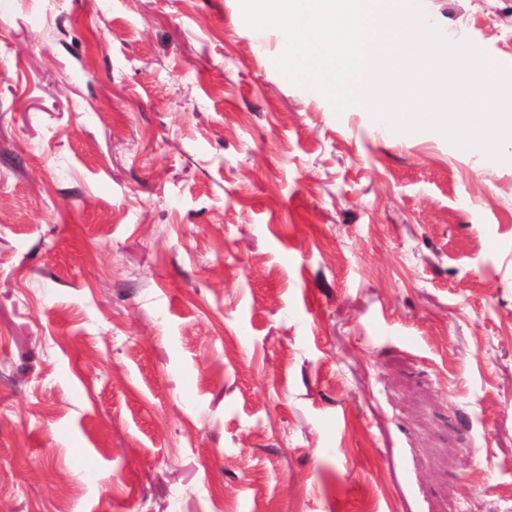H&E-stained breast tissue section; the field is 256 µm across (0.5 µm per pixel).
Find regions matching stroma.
<instances>
[{
    "label": "stroma",
    "mask_w": 512,
    "mask_h": 512,
    "mask_svg": "<svg viewBox=\"0 0 512 512\" xmlns=\"http://www.w3.org/2000/svg\"><path fill=\"white\" fill-rule=\"evenodd\" d=\"M493 64L512 0H420ZM241 0H0V512H512V141L335 115Z\"/></svg>",
    "instance_id": "1"
}]
</instances>
